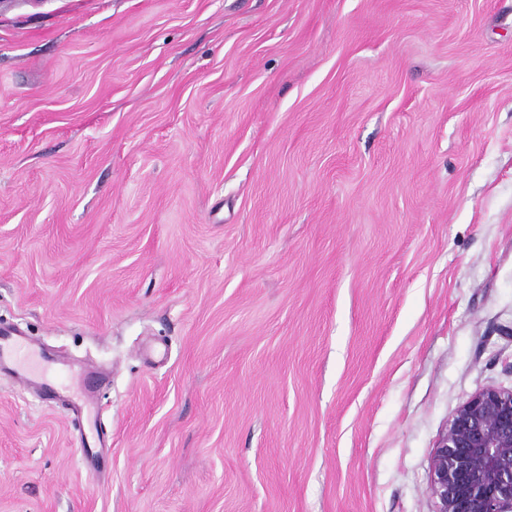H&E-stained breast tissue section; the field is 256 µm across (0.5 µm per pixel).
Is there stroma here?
Listing matches in <instances>:
<instances>
[{"label":"stroma","mask_w":512,"mask_h":512,"mask_svg":"<svg viewBox=\"0 0 512 512\" xmlns=\"http://www.w3.org/2000/svg\"><path fill=\"white\" fill-rule=\"evenodd\" d=\"M0 325L111 374L0 376V512H434L512 387V0H7Z\"/></svg>","instance_id":"1"}]
</instances>
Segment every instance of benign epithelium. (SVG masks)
<instances>
[{
  "mask_svg": "<svg viewBox=\"0 0 512 512\" xmlns=\"http://www.w3.org/2000/svg\"><path fill=\"white\" fill-rule=\"evenodd\" d=\"M434 512H512V388L458 407L429 461Z\"/></svg>",
  "mask_w": 512,
  "mask_h": 512,
  "instance_id": "benign-epithelium-1",
  "label": "benign epithelium"
}]
</instances>
